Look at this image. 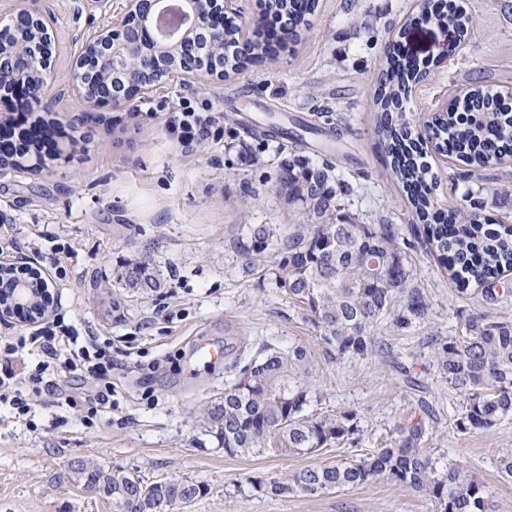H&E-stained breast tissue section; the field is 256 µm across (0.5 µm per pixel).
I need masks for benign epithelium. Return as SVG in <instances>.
I'll use <instances>...</instances> for the list:
<instances>
[{
  "label": "benign epithelium",
  "mask_w": 512,
  "mask_h": 512,
  "mask_svg": "<svg viewBox=\"0 0 512 512\" xmlns=\"http://www.w3.org/2000/svg\"><path fill=\"white\" fill-rule=\"evenodd\" d=\"M233 0H123L116 18L82 35L68 92L80 104L79 112L116 111L147 93L163 75L176 68L163 61L171 49L197 46L192 34L200 30L209 49L220 53L224 44V16ZM99 9L112 14V0H75L74 10ZM53 17L42 0L0 16V32L8 28L11 41H0V90L25 92L38 106L49 108L51 69L56 54ZM435 121L416 119L414 126L423 147L433 141ZM27 283L21 281L8 295L0 294V317L27 308Z\"/></svg>",
  "instance_id": "obj_1"
}]
</instances>
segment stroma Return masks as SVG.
Returning a JSON list of instances; mask_svg holds the SVG:
<instances>
[{
    "label": "stroma",
    "instance_id": "obj_1",
    "mask_svg": "<svg viewBox=\"0 0 512 512\" xmlns=\"http://www.w3.org/2000/svg\"><path fill=\"white\" fill-rule=\"evenodd\" d=\"M451 0H318L309 27L284 36L260 65L218 80L201 72L164 78L110 124H70L79 103L61 97L43 110L21 101L0 107L9 116L56 123L62 134L38 172H0V225L48 266L59 246L71 247L68 286L52 283L55 309L80 333L111 342L112 408L61 404L69 386L56 374L53 391L32 397L22 419L0 408V512H117L112 500L86 489L69 469L84 458L145 482L187 478L205 485L192 504L173 512H437L434 498L381 476L318 494L255 491L252 479H286L322 463L357 461L395 440L397 425H424L423 449L438 470L461 463L486 485L496 512H512V479L500 460L512 454V417L486 430L460 429L466 398L437 366L443 343L464 336L483 311L512 320V272L485 301L478 287L458 291L426 254L422 222L386 163L375 121V94L385 52L407 36L425 72L406 103L409 113L435 112L452 96L479 85L512 91V0H459L473 27L465 42L425 22V12ZM56 17L55 85L63 87L80 51L79 38L103 22L100 12L75 14L73 0H44ZM217 113L221 140L188 152L166 134L180 108ZM341 135L337 149L318 137L294 140L301 125ZM253 156L251 166L242 153ZM333 166L339 201L360 224H393L415 270L413 286L426 303L406 329L384 317L373 330L382 344L365 359L330 360L320 330L275 278L274 250L245 255L237 246L247 225L298 223L278 193L279 178L297 158ZM439 205L467 193L486 199L482 218L512 219V156L480 173L458 155L429 149ZM151 256L162 288H120L115 272L134 256ZM211 344L209 363L193 353ZM264 344L305 347L309 379L320 395L315 415L352 412L350 440L308 455L230 456L207 434L206 410L224 396L237 353Z\"/></svg>",
    "mask_w": 512,
    "mask_h": 512
}]
</instances>
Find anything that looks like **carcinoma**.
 Segmentation results:
<instances>
[{
	"instance_id": "cac0c4a2",
	"label": "carcinoma",
	"mask_w": 512,
	"mask_h": 512,
	"mask_svg": "<svg viewBox=\"0 0 512 512\" xmlns=\"http://www.w3.org/2000/svg\"><path fill=\"white\" fill-rule=\"evenodd\" d=\"M437 26H451L467 35L470 18L455 5L448 12L427 15ZM261 55L244 52L224 59L233 72L258 62ZM417 67L407 58L386 60L376 105L377 123L392 172L410 194L409 202L424 216L429 251L448 270L461 291L473 285L492 295V285L512 271V224H481L484 201L472 195L465 206L434 208L431 167L424 153L413 149L417 133L392 112L398 99L409 91ZM435 136L449 137L452 148L474 167L484 168L494 152L512 144V113L489 106L474 123H462L456 113L436 116ZM302 172L288 169L280 177L278 191L297 209L302 222L288 226L278 239L280 226L253 225L249 242L237 241L247 253H262L279 240L283 256L276 265V280L288 297L309 312L322 331L325 354L331 359L364 358L379 351L371 330L392 313L395 302L407 297L406 313L395 318L404 328L409 317L424 314L426 304L410 288L414 272L399 247V231L393 224H358L340 214L333 167L300 163ZM123 288H160L164 278L145 255L125 262L117 274ZM443 373L455 390L467 396L460 419L463 429H489L512 416V321L485 312L469 319L466 336L438 348ZM310 353L303 347L286 352L266 346L240 367L224 388V402L207 412L206 432L235 456L272 451L280 455H306L354 434L355 414L313 417L306 408L319 402L306 377ZM394 447L382 448L358 462L336 461L306 467L279 481L253 480L258 491L274 494L302 491L317 494L336 488L363 485L379 476L432 496L438 512H490L485 485L462 465L443 471L420 444L425 431L419 425L396 429ZM72 473L84 485L112 499L118 512H154L156 502L169 505L192 502L205 493L201 483L190 479L144 483L122 471L108 472L76 459Z\"/></svg>"
}]
</instances>
